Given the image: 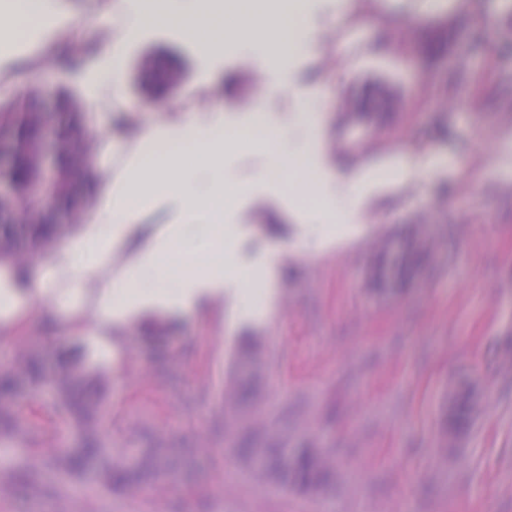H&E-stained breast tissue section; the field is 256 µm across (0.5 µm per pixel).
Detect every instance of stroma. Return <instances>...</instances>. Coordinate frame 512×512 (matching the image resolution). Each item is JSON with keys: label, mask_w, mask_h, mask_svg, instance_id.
I'll use <instances>...</instances> for the list:
<instances>
[{"label": "stroma", "mask_w": 512, "mask_h": 512, "mask_svg": "<svg viewBox=\"0 0 512 512\" xmlns=\"http://www.w3.org/2000/svg\"><path fill=\"white\" fill-rule=\"evenodd\" d=\"M318 8L323 22L305 26V47L286 65L282 87L257 105L248 101L251 86L269 75L243 48L225 46L227 23L245 13L287 28L290 0L272 16L264 0H214L202 41L174 19L144 23L130 40L122 0H59L67 34L48 24L22 60L0 51V113L38 112L43 127L57 130L68 122L60 107L67 100L82 132L67 179L71 210L44 202L25 219L2 209L0 224L73 223L92 204L87 128L112 121L113 147L133 151L150 130H182L187 99L201 94L231 132L260 105L284 126L298 122L301 103L317 105L310 157L323 177L309 184L284 162L277 178L224 210L236 262L284 246L279 265L263 273L259 307H236L237 288L225 282L211 312L182 315L174 328L153 315L159 339L130 329L110 358L88 337L45 328L34 316L21 335L0 330V369L24 339L50 359L70 352L81 369L101 375L99 423L128 461L156 434L197 451L189 478L148 496L88 477L47 499L22 483L0 499V512H388L399 502L409 512H452L468 494L512 512V56L499 51L512 41V0H355L351 13L320 0ZM454 19L465 24L461 48L427 65L420 33ZM351 28L363 34L358 44L346 38ZM116 38L123 63L114 92L88 65ZM343 127L364 139L362 150L337 143ZM429 152L450 155L453 169L402 171L405 154ZM360 159L385 171L368 173L359 221L349 226L329 201L347 164ZM310 216L334 225L335 235L310 250L292 247ZM382 238L393 258L419 250L428 258L402 283L377 288L371 277ZM246 333L257 341L249 375L237 347ZM162 348L168 356L159 365ZM462 393L475 411L457 429L448 412ZM16 412L27 431L20 439L0 434V475L75 445L73 429L52 434L47 398H27ZM268 415L289 447L335 463L333 488L271 487L247 473L219 422Z\"/></svg>", "instance_id": "obj_1"}]
</instances>
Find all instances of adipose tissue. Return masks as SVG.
<instances>
[{"label":"adipose tissue","mask_w":512,"mask_h":512,"mask_svg":"<svg viewBox=\"0 0 512 512\" xmlns=\"http://www.w3.org/2000/svg\"><path fill=\"white\" fill-rule=\"evenodd\" d=\"M253 127L257 137L250 148L273 140L295 169L308 168V138L281 126L263 109ZM239 146V141L226 140L219 111L203 123L189 119L180 133L145 139L124 181L104 183L79 224L38 265L20 267L0 257V322L19 325L36 302L48 299L65 314L69 331L95 337L108 351L113 333L133 327L146 312L205 310L223 295L225 279L239 286V302H247L246 290L257 285L260 268L274 264L279 254L259 256L253 268L233 263L237 244L224 224V203L271 179L275 168L254 169L240 180L229 176ZM167 167L180 170L178 183L160 178ZM165 195L179 198L181 223L158 230L138 223L151 199Z\"/></svg>","instance_id":"adipose-tissue-1"}]
</instances>
